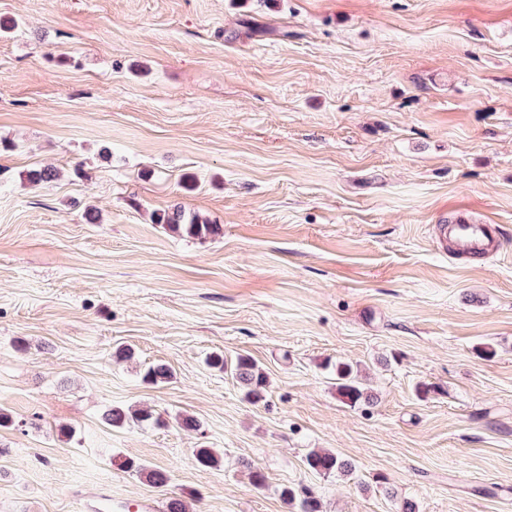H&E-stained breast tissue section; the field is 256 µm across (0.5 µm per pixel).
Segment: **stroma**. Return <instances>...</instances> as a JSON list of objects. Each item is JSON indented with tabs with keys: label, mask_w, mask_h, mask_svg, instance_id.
Wrapping results in <instances>:
<instances>
[{
	"label": "stroma",
	"mask_w": 512,
	"mask_h": 512,
	"mask_svg": "<svg viewBox=\"0 0 512 512\" xmlns=\"http://www.w3.org/2000/svg\"><path fill=\"white\" fill-rule=\"evenodd\" d=\"M0 18L18 22L0 35V512H86L101 489L290 512L286 485L323 512H512V0H0ZM41 166L58 179L30 183ZM176 206L223 237L154 222ZM461 218L494 225V254L442 237ZM215 350L263 368V401ZM339 360L372 402L340 401ZM156 363L170 382H143ZM116 405L167 424L112 427ZM317 448L353 479L309 470ZM121 467L133 472V475L143 478L148 484L155 488L167 486L169 476L166 472L149 468L148 465L125 460L121 463ZM280 497L293 511L322 512L320 500L310 489L284 486L280 490Z\"/></svg>",
	"instance_id": "35a3bbf8"
}]
</instances>
